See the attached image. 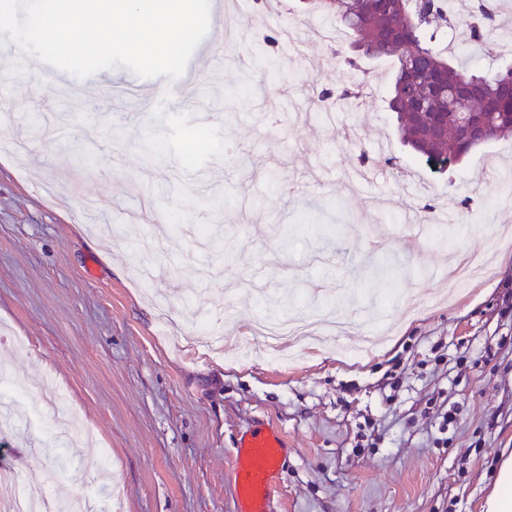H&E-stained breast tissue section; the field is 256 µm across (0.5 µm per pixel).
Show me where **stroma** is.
Segmentation results:
<instances>
[{"label":"stroma","instance_id":"1","mask_svg":"<svg viewBox=\"0 0 512 512\" xmlns=\"http://www.w3.org/2000/svg\"><path fill=\"white\" fill-rule=\"evenodd\" d=\"M448 3L454 54L512 65L471 39L470 0ZM235 18L174 110L142 105L122 66L0 71V326L27 342L0 381L24 409L0 465L31 499L238 512L237 442L264 425L288 438L273 512H482L512 448V137L431 171L387 108L391 62L344 66L348 36L316 38L336 23L304 0H239ZM346 87L359 98L319 99ZM82 170L101 212L73 194ZM447 203L459 222L422 220ZM490 247L449 294L451 256ZM307 313L349 330L285 368L207 336ZM38 378L93 429L79 456L53 441Z\"/></svg>","mask_w":512,"mask_h":512}]
</instances>
